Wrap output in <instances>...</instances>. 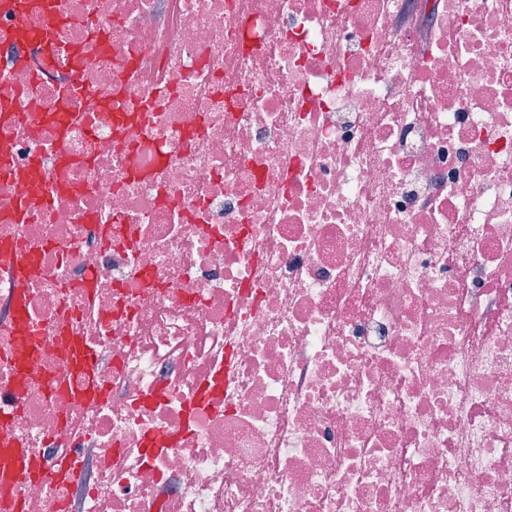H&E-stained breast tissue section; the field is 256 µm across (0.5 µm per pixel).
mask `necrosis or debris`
<instances>
[{"label": "necrosis or debris", "instance_id": "obj_1", "mask_svg": "<svg viewBox=\"0 0 512 512\" xmlns=\"http://www.w3.org/2000/svg\"><path fill=\"white\" fill-rule=\"evenodd\" d=\"M57 2L0 0V502L512 512V0ZM30 464V456L24 450L12 449L0 453V483L3 479L19 477Z\"/></svg>", "mask_w": 512, "mask_h": 512}]
</instances>
